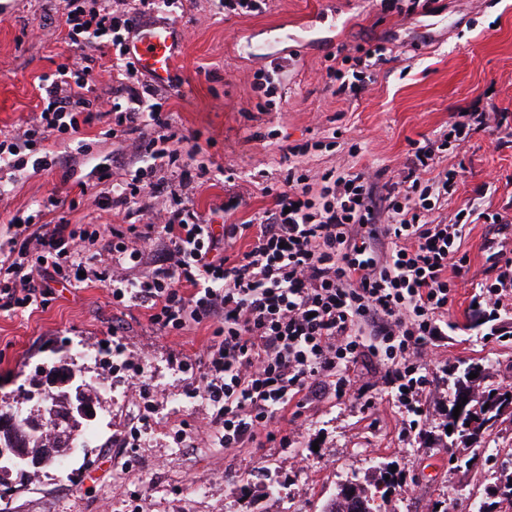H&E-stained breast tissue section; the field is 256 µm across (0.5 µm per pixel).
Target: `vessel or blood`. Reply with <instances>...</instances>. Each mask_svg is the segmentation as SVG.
Instances as JSON below:
<instances>
[{
    "label": "vessel or blood",
    "instance_id": "b4317fda",
    "mask_svg": "<svg viewBox=\"0 0 512 512\" xmlns=\"http://www.w3.org/2000/svg\"><path fill=\"white\" fill-rule=\"evenodd\" d=\"M127 52L157 86H169L182 52L178 30L169 23L138 26L127 42Z\"/></svg>",
    "mask_w": 512,
    "mask_h": 512
}]
</instances>
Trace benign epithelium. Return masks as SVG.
Instances as JSON below:
<instances>
[{
	"label": "benign epithelium",
	"mask_w": 512,
	"mask_h": 512,
	"mask_svg": "<svg viewBox=\"0 0 512 512\" xmlns=\"http://www.w3.org/2000/svg\"><path fill=\"white\" fill-rule=\"evenodd\" d=\"M44 378L53 394L40 412L25 416L17 410L0 417V469L4 471L20 461L29 468L57 465L54 453L34 454L30 444L39 440L40 433L47 428L59 429L69 424L78 430L96 418L94 404L85 396L81 373L55 368L46 370Z\"/></svg>",
	"instance_id": "1"
}]
</instances>
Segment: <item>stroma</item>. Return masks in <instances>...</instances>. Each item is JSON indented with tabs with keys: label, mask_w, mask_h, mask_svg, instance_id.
I'll return each mask as SVG.
<instances>
[{
	"label": "stroma",
	"mask_w": 512,
	"mask_h": 512,
	"mask_svg": "<svg viewBox=\"0 0 512 512\" xmlns=\"http://www.w3.org/2000/svg\"><path fill=\"white\" fill-rule=\"evenodd\" d=\"M62 0H0V133L22 136L41 109L42 77L79 48L59 34L45 41L36 26L58 27ZM176 21L182 54L165 106L178 135L197 138L193 160L196 210L221 201L234 176L244 205L236 221L273 208L267 186L284 173L281 149L304 150L314 188L328 169L364 172L368 185L397 181L410 144L440 142L439 169L461 179L443 210L454 218L475 207L507 216L504 224L473 225L456 279L446 335L436 337L430 362L434 393L424 407L422 434L406 432L404 412L383 387L372 402L356 397L314 400L288 423V441L224 450L208 429L210 409L187 395L191 372L210 339L207 325L163 336L145 310H123L100 282L56 289L41 308L14 315L0 310V406H24L43 367L61 354L101 386L96 426L62 468L0 485V512H322L342 482L372 478L395 464L407 481L384 512H431L435 501H467L479 469L451 463L436 436L448 397L449 370L481 363L491 383L512 385V298L501 307L471 302L494 273L485 245L512 242V0H432L428 11L380 10L374 0H267L242 15L222 0H173L151 22ZM379 44L384 62L361 75L359 94L337 93L327 69L356 48ZM495 112L496 125L449 135L459 109ZM104 116L83 130L91 153L123 178L136 166L132 136ZM114 128L112 137L102 132ZM66 136L50 135L51 169L16 172L0 183V241L11 218L72 199L75 224H122L103 209V189ZM144 366L154 390L144 399L126 370L110 364L115 346ZM143 434L133 451L121 437Z\"/></svg>",
	"instance_id": "35a3bbf8"
}]
</instances>
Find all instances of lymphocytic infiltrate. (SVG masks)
Wrapping results in <instances>:
<instances>
[{
    "instance_id": "lymphocytic-infiltrate-1",
    "label": "lymphocytic infiltrate",
    "mask_w": 512,
    "mask_h": 512,
    "mask_svg": "<svg viewBox=\"0 0 512 512\" xmlns=\"http://www.w3.org/2000/svg\"><path fill=\"white\" fill-rule=\"evenodd\" d=\"M127 5L65 0L67 35L81 52L45 86L43 107L23 132L29 152L13 137L0 139V174L50 168L48 152L33 147L56 132L75 136L77 153L87 152L79 134L102 115L101 97L90 93L99 55L112 58L110 92L126 100L118 123L134 134L140 158L158 134L175 140L167 93L138 80L127 55L134 28ZM411 152L406 175L379 197L360 172L323 173L314 191L290 163L272 191L273 209L241 224L220 221L240 206L239 193L205 215L163 206L166 182L149 178L147 167L119 182L102 173L106 200L119 210L136 204L140 224L89 230L61 217L18 226L0 255V309H36L56 284L76 288L89 276L109 284L113 306L146 310L160 334L209 325L191 394L207 400L227 449L274 439L272 424L307 401L350 395L362 369L381 373L418 431L432 391L424 358L448 326L467 231L487 217L469 209L452 224L431 221L459 173L428 177L433 149L415 142ZM80 241L92 246L88 257L76 253Z\"/></svg>"
}]
</instances>
